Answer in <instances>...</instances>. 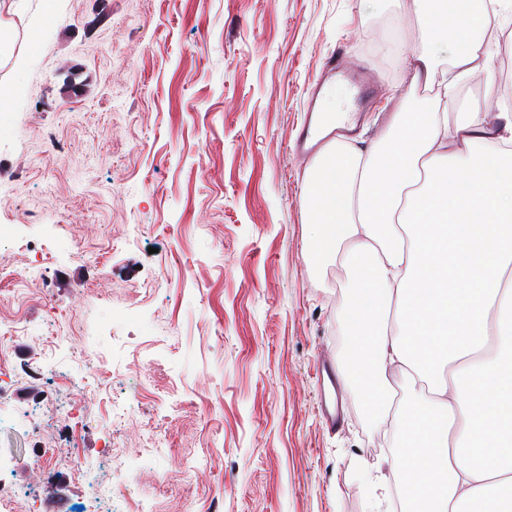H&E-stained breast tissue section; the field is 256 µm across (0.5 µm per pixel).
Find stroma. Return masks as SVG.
I'll return each instance as SVG.
<instances>
[{"mask_svg": "<svg viewBox=\"0 0 512 512\" xmlns=\"http://www.w3.org/2000/svg\"><path fill=\"white\" fill-rule=\"evenodd\" d=\"M0 22V313L30 330L0 338L9 512L60 486L66 512H391L389 419L346 389L340 431L318 411L347 274L311 260L289 147L341 45L387 87L358 122L379 137L418 0H5ZM491 43L461 85L495 99L494 128L512 29ZM30 259L47 299L23 308L7 273Z\"/></svg>", "mask_w": 512, "mask_h": 512, "instance_id": "1", "label": "stroma"}]
</instances>
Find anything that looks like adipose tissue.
<instances>
[{
	"instance_id": "adipose-tissue-1",
	"label": "adipose tissue",
	"mask_w": 512,
	"mask_h": 512,
	"mask_svg": "<svg viewBox=\"0 0 512 512\" xmlns=\"http://www.w3.org/2000/svg\"><path fill=\"white\" fill-rule=\"evenodd\" d=\"M425 2L405 62L428 95H403L369 148L339 135L313 157L306 222L317 260L348 275L344 383L393 413L401 512H512V114L492 134L479 111L448 113L512 0Z\"/></svg>"
}]
</instances>
